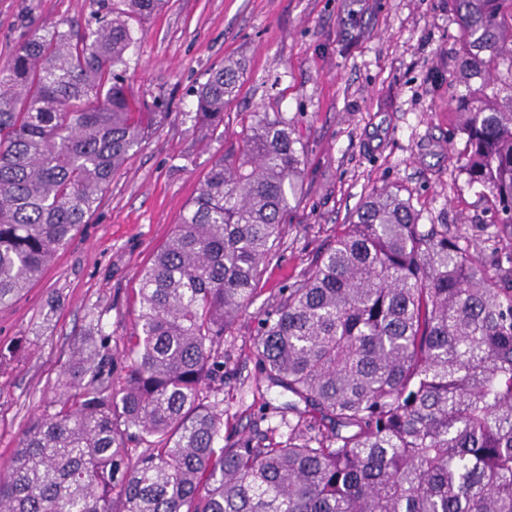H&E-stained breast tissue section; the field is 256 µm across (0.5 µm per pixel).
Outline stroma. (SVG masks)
Instances as JSON below:
<instances>
[{"instance_id": "stroma-1", "label": "stroma", "mask_w": 512, "mask_h": 512, "mask_svg": "<svg viewBox=\"0 0 512 512\" xmlns=\"http://www.w3.org/2000/svg\"><path fill=\"white\" fill-rule=\"evenodd\" d=\"M93 8L92 0H0V73H9L16 46L32 32L64 21L84 26ZM459 36L448 0H164L136 25L127 94L157 118L42 278L0 306V342H24L0 366V466L28 419L58 399L79 337L108 335L121 368L143 270L225 141L254 113L291 121L305 179L258 296L224 337V385L211 399L224 411L225 441L256 424L287 433L289 396L250 355L260 320L373 188L402 189L421 223L448 225L479 259L511 257L512 228L495 223L491 193L448 156V63ZM227 58L242 61L243 76L222 131L204 137L192 90Z\"/></svg>"}]
</instances>
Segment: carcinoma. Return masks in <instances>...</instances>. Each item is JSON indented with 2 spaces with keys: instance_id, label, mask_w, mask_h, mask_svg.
<instances>
[{
  "instance_id": "1",
  "label": "carcinoma",
  "mask_w": 512,
  "mask_h": 512,
  "mask_svg": "<svg viewBox=\"0 0 512 512\" xmlns=\"http://www.w3.org/2000/svg\"><path fill=\"white\" fill-rule=\"evenodd\" d=\"M97 2L81 31H34L0 76V306L86 223L158 116L135 111L123 66L160 0ZM448 2L465 87L448 98L456 159L509 227L512 0ZM240 74L237 60L211 70L197 123L224 125ZM303 172L290 120L256 113L144 270L121 380L108 336L77 345L63 398L0 473V512H512V272L419 223L398 188H374L265 314L253 356L304 405L288 435L222 444L221 345Z\"/></svg>"
}]
</instances>
